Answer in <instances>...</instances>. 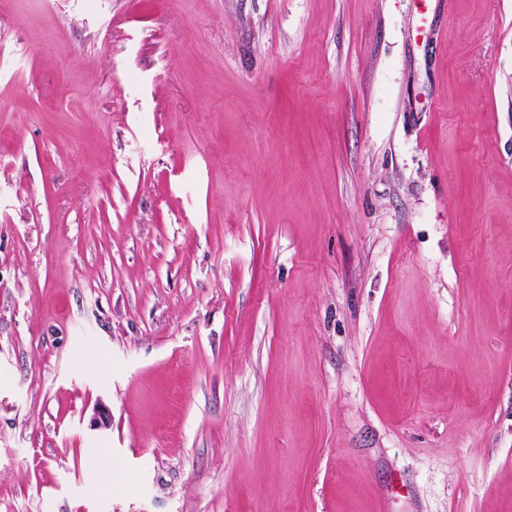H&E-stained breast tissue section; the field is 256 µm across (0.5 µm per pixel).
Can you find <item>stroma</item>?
I'll list each match as a JSON object with an SVG mask.
<instances>
[{"label":"stroma","mask_w":512,"mask_h":512,"mask_svg":"<svg viewBox=\"0 0 512 512\" xmlns=\"http://www.w3.org/2000/svg\"><path fill=\"white\" fill-rule=\"evenodd\" d=\"M0 512H512V0H0Z\"/></svg>","instance_id":"1"}]
</instances>
